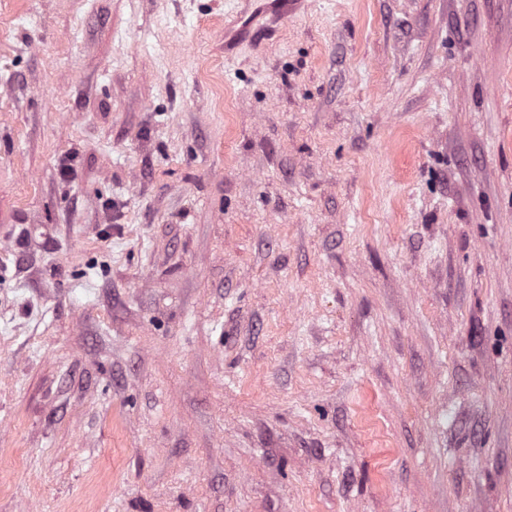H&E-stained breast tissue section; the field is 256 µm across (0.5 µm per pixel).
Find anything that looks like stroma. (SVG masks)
Wrapping results in <instances>:
<instances>
[{"label": "stroma", "instance_id": "stroma-1", "mask_svg": "<svg viewBox=\"0 0 512 512\" xmlns=\"http://www.w3.org/2000/svg\"><path fill=\"white\" fill-rule=\"evenodd\" d=\"M0 0V512H512V0Z\"/></svg>", "mask_w": 512, "mask_h": 512}]
</instances>
